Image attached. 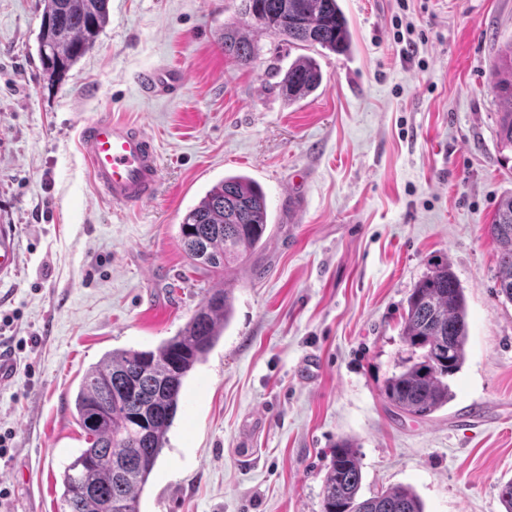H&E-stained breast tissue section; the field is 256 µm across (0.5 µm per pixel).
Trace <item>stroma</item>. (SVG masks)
<instances>
[{"label": "stroma", "instance_id": "1", "mask_svg": "<svg viewBox=\"0 0 512 512\" xmlns=\"http://www.w3.org/2000/svg\"><path fill=\"white\" fill-rule=\"evenodd\" d=\"M340 0L348 52H316L323 82L288 103L279 81L303 48L256 29L240 0H109L95 47L60 80L37 52L40 0H0V222L18 266L0 278V512H60L82 448L74 398L111 350L176 334L215 278L178 237L187 211L229 175L263 188L269 230L225 274L233 315L184 381L140 512H321L331 451L351 440L362 493L411 487L424 512H504L512 479V303L494 290L486 233L512 194L492 89L512 41V0ZM260 52L225 57V23ZM413 39V59L401 38ZM185 75L173 96L144 71ZM99 113L156 141L159 194L137 207L93 186L78 146ZM450 264L467 300L466 361L443 409L399 415L385 379L411 356L407 298ZM315 361L310 377L305 363Z\"/></svg>", "mask_w": 512, "mask_h": 512}]
</instances>
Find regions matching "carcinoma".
<instances>
[{"mask_svg": "<svg viewBox=\"0 0 512 512\" xmlns=\"http://www.w3.org/2000/svg\"><path fill=\"white\" fill-rule=\"evenodd\" d=\"M37 52L48 79L61 78L95 45L108 19L109 0H42ZM240 13L256 15L257 28L290 45L345 52L351 32L338 0H241ZM224 57L251 63L258 48L234 23L221 34ZM312 56L297 57L280 87L295 103L322 83ZM502 103L496 137L499 150L512 151V42L502 51L495 73ZM268 227L262 187L245 175L214 184L184 216L179 238L194 269L222 276L243 264ZM488 235L497 245L495 292L512 303V195L502 197ZM233 314V292L207 290L194 314L154 350L116 349L83 376L75 397L76 420L86 447L63 472L61 512H115L125 502L140 512L139 497L167 442L182 397L184 379L219 341ZM401 336L420 355L392 373L383 386L387 404L399 414L425 418L452 398L448 378L466 360L467 306L449 264L436 267L413 288ZM362 466L352 443L333 450L322 488L321 512H424L414 490L395 485L370 497L361 494Z\"/></svg>", "mask_w": 512, "mask_h": 512, "instance_id": "carcinoma-1", "label": "carcinoma"}]
</instances>
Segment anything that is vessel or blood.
I'll use <instances>...</instances> for the list:
<instances>
[{"label":"vessel or blood","mask_w":512,"mask_h":512,"mask_svg":"<svg viewBox=\"0 0 512 512\" xmlns=\"http://www.w3.org/2000/svg\"><path fill=\"white\" fill-rule=\"evenodd\" d=\"M184 75L176 69L144 73L140 85L150 94H170L180 88ZM80 152L96 188L115 204L132 207L152 200L161 185L159 154L153 138L136 126L97 116L81 130ZM17 266V251L10 225H0V275Z\"/></svg>","instance_id":"1"}]
</instances>
